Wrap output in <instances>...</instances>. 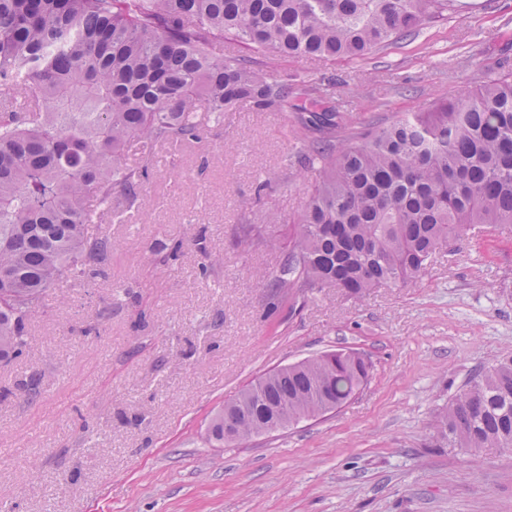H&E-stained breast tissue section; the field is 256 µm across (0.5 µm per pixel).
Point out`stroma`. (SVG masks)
Segmentation results:
<instances>
[{
    "instance_id": "obj_1",
    "label": "stroma",
    "mask_w": 512,
    "mask_h": 512,
    "mask_svg": "<svg viewBox=\"0 0 512 512\" xmlns=\"http://www.w3.org/2000/svg\"><path fill=\"white\" fill-rule=\"evenodd\" d=\"M431 21L363 60H289L369 123L512 71V0ZM207 149L164 146L101 276L63 283L0 363V512H512V452L429 445L434 416L512 352V231L437 247L426 272L278 301L303 143L228 112ZM336 349L372 364L339 409L216 448L211 418L267 372ZM41 377L30 398L26 383Z\"/></svg>"
}]
</instances>
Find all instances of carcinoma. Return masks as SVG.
Returning <instances> with one entry per match:
<instances>
[{"instance_id": "cac0c4a2", "label": "carcinoma", "mask_w": 512, "mask_h": 512, "mask_svg": "<svg viewBox=\"0 0 512 512\" xmlns=\"http://www.w3.org/2000/svg\"><path fill=\"white\" fill-rule=\"evenodd\" d=\"M470 0H0V362L56 286L99 271L112 237L100 207L142 205L154 148L201 140L243 105L291 115L311 191L281 273L290 300L309 288L361 297L424 272L443 241L512 226V73L386 125L357 126L323 104L330 84L280 62L362 59ZM242 43L249 60L224 54ZM139 161H126L129 150ZM372 365L336 350L267 373L224 402L212 439L266 433L324 415L365 387ZM433 438L467 453L512 450V356L450 399Z\"/></svg>"}]
</instances>
